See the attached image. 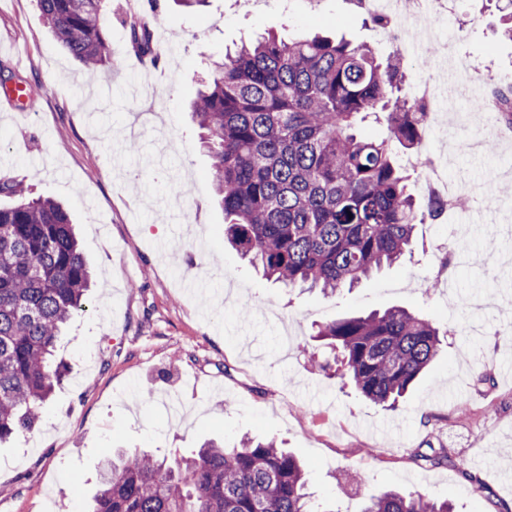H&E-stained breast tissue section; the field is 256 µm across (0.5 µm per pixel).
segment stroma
I'll use <instances>...</instances> for the list:
<instances>
[{"mask_svg":"<svg viewBox=\"0 0 512 512\" xmlns=\"http://www.w3.org/2000/svg\"><path fill=\"white\" fill-rule=\"evenodd\" d=\"M103 12L115 64L89 71L45 29L35 0H0V67L32 88L24 111L0 99V179L64 205L95 271L57 343L70 371L42 408L38 446L0 444V512H43L48 501L83 512L118 448L171 457L245 436L295 454L327 512H362L388 490L447 500L454 512L512 505V132L498 114L455 96L452 137L427 147L448 179L485 187L498 206L417 225L415 247L355 288L290 290L225 241L189 103L209 62L271 30L343 36L384 57L393 42H378L347 0H208L195 11L161 0L156 24L177 53L148 58L131 48L128 0H105ZM500 18L498 0H462L452 25L459 58L506 76L512 41ZM400 37L415 45L405 88L440 87L434 43ZM138 110L154 124L133 151L120 131ZM463 224L472 258L442 271ZM438 274L453 294L423 293ZM392 307L429 318L443 345L389 409L314 368L311 356L330 351L310 336L324 321ZM443 448L449 462H429ZM353 470L362 484L349 482Z\"/></svg>","mask_w":512,"mask_h":512,"instance_id":"35a3bbf8","label":"stroma"}]
</instances>
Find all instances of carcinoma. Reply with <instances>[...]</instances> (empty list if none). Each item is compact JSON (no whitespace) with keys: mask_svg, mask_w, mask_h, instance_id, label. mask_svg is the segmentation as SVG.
Returning a JSON list of instances; mask_svg holds the SVG:
<instances>
[{"mask_svg":"<svg viewBox=\"0 0 512 512\" xmlns=\"http://www.w3.org/2000/svg\"><path fill=\"white\" fill-rule=\"evenodd\" d=\"M104 0H36L49 31L88 69L112 63ZM152 53L150 32L129 29ZM403 65L366 45L270 33L224 53L194 101L224 237L286 288L333 295L413 246L415 226L445 202L415 199L396 164L421 152L429 109L401 93ZM385 125L378 139L357 120ZM0 441L27 436L61 378L57 337L82 311L91 272L68 212L0 180ZM316 336L366 399L395 407L440 351L428 319L401 308L326 322ZM88 512H319L297 458L272 442L208 441L171 460L134 450L108 460ZM362 512H451L448 502L387 492Z\"/></svg>","mask_w":512,"mask_h":512,"instance_id":"1","label":"carcinoma"}]
</instances>
